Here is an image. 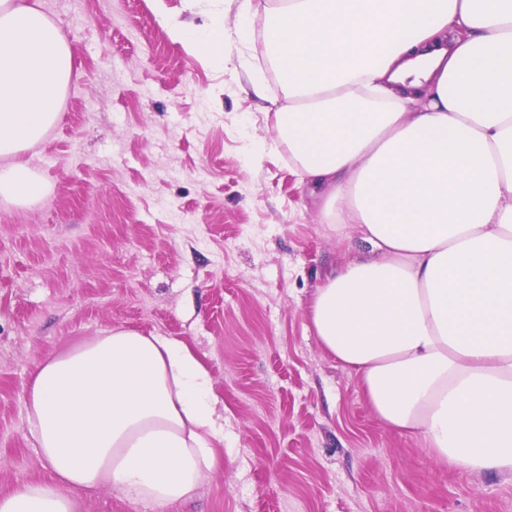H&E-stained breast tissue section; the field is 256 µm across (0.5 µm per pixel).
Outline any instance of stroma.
<instances>
[{
	"instance_id": "1",
	"label": "stroma",
	"mask_w": 512,
	"mask_h": 512,
	"mask_svg": "<svg viewBox=\"0 0 512 512\" xmlns=\"http://www.w3.org/2000/svg\"><path fill=\"white\" fill-rule=\"evenodd\" d=\"M41 4L72 77L23 154L46 195L0 202V494L50 475L25 439L31 372L124 325L184 340L225 407L219 464L175 512H512L511 474L437 464L314 336L316 289L373 253L321 223L279 142L283 95L240 33L243 0ZM214 7L223 64L169 34Z\"/></svg>"
}]
</instances>
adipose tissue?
I'll use <instances>...</instances> for the list:
<instances>
[{
    "mask_svg": "<svg viewBox=\"0 0 512 512\" xmlns=\"http://www.w3.org/2000/svg\"><path fill=\"white\" fill-rule=\"evenodd\" d=\"M244 20L263 24L275 127L322 222L376 253L317 288L319 344L438 464L512 474V0H263ZM170 34L226 60L222 11ZM71 71L35 0H0V201L44 196L19 156L56 122ZM25 408L51 478L0 495V512H76V492L102 487L168 512L224 442L188 345L122 325L44 359Z\"/></svg>",
    "mask_w": 512,
    "mask_h": 512,
    "instance_id": "adipose-tissue-1",
    "label": "adipose tissue"
}]
</instances>
